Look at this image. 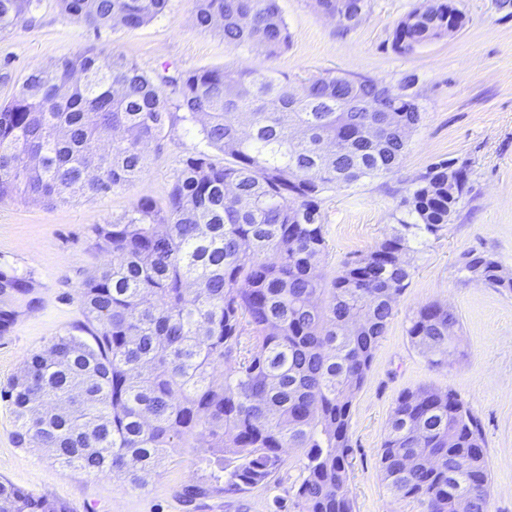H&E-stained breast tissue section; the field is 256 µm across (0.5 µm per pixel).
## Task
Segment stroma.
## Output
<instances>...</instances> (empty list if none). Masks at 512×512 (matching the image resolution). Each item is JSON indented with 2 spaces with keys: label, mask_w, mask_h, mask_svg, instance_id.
<instances>
[{
  "label": "stroma",
  "mask_w": 512,
  "mask_h": 512,
  "mask_svg": "<svg viewBox=\"0 0 512 512\" xmlns=\"http://www.w3.org/2000/svg\"><path fill=\"white\" fill-rule=\"evenodd\" d=\"M420 0H370L358 26L346 29L316 11L310 0H279L291 33L287 50L272 66L288 76L327 69L381 79L398 86L411 78L421 121L399 170L321 196L328 254L334 276L400 231V206L412 180L434 163H467L471 193L437 235H419L410 285L380 341L352 408L350 491L354 512H419L396 499L382 480L380 448L397 397L434 387L454 391L480 421L491 472V512H512V292L472 278L462 269L472 250L489 254L512 278V17L491 0H458L465 28L412 53L392 46L397 22ZM195 0H169L164 13L143 28L94 31L43 0L33 20L0 34V64L15 76L46 66L83 45L117 51L142 70L188 71L201 66L257 65V51H230L220 35L193 25ZM193 124L175 120L165 138L148 148L145 173L114 192L44 206L21 200L0 204V262L29 272L41 304L20 310L0 336V389L31 353L69 329L79 317L76 287L106 256L94 246V225L122 216L143 197L165 198L182 160L205 150ZM438 302L459 319L460 348L452 364L429 366L407 333V319ZM14 416L0 400V476L37 495L68 504L71 512H293L302 455L290 449L268 482L243 492L226 491L227 472L212 462L206 443L180 448L134 488L54 462L41 449L13 442ZM198 485L193 505L182 494Z\"/></svg>",
  "instance_id": "obj_1"
}]
</instances>
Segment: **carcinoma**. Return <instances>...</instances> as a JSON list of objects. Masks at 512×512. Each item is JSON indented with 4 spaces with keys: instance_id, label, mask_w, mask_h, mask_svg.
Masks as SVG:
<instances>
[{
    "instance_id": "obj_1",
    "label": "carcinoma",
    "mask_w": 512,
    "mask_h": 512,
    "mask_svg": "<svg viewBox=\"0 0 512 512\" xmlns=\"http://www.w3.org/2000/svg\"><path fill=\"white\" fill-rule=\"evenodd\" d=\"M95 30L133 31L169 0H56ZM340 19L369 0H320ZM42 0H0V33ZM455 0L418 5L393 30L407 53L460 30ZM194 26L263 62L150 74L122 54L85 46L24 75L0 103V200L65 203L138 179L145 147L179 118L216 151L182 160L168 195L141 198L93 229L111 259L76 289L81 319L24 360L0 394L18 447L143 486L176 448L204 438L227 490L264 483L288 448L303 454L295 512H353L351 409L414 271L409 236L436 234L471 192L466 166L439 162L401 201L405 232L329 279L320 199L336 184L395 172L421 119L412 82L325 71L290 79L268 62L288 47L277 0H196ZM67 87L69 92L60 89ZM181 116H176V113ZM463 270L512 291L491 256ZM32 278L0 262V335L18 309H38ZM453 311L422 306L406 329L431 366L458 350ZM230 369L216 375V368ZM382 479L420 512H490V470L479 421L451 391L402 393L380 453ZM0 512H70L0 478Z\"/></svg>"
}]
</instances>
